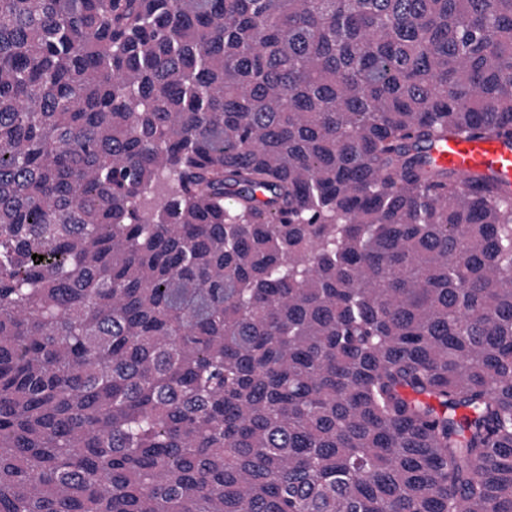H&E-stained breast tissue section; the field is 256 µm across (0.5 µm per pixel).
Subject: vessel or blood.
Segmentation results:
<instances>
[{"instance_id": "obj_1", "label": "vessel or blood", "mask_w": 512, "mask_h": 512, "mask_svg": "<svg viewBox=\"0 0 512 512\" xmlns=\"http://www.w3.org/2000/svg\"><path fill=\"white\" fill-rule=\"evenodd\" d=\"M438 166L455 169L461 175L489 173L512 186V142L501 140L448 139L430 151Z\"/></svg>"}]
</instances>
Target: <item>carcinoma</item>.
Returning a JSON list of instances; mask_svg holds the SVG:
<instances>
[{
	"label": "carcinoma",
	"instance_id": "carcinoma-1",
	"mask_svg": "<svg viewBox=\"0 0 512 512\" xmlns=\"http://www.w3.org/2000/svg\"><path fill=\"white\" fill-rule=\"evenodd\" d=\"M450 137L512 140V0H0V512H512Z\"/></svg>",
	"mask_w": 512,
	"mask_h": 512
}]
</instances>
